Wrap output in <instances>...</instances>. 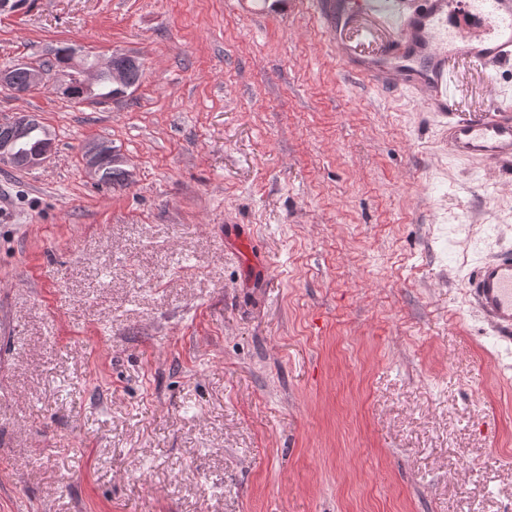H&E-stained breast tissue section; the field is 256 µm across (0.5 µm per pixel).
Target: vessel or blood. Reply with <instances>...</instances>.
Wrapping results in <instances>:
<instances>
[{
  "mask_svg": "<svg viewBox=\"0 0 512 512\" xmlns=\"http://www.w3.org/2000/svg\"><path fill=\"white\" fill-rule=\"evenodd\" d=\"M328 29L339 33L366 16L395 34L372 56L344 42L336 50L349 69L381 84L424 92L434 111L447 114L448 61L463 56L494 66L512 61V0H318ZM450 154L512 164V109L490 118L448 123ZM469 293L501 337L512 336V254L480 262Z\"/></svg>",
  "mask_w": 512,
  "mask_h": 512,
  "instance_id": "obj_1",
  "label": "vessel or blood"
}]
</instances>
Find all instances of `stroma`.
<instances>
[{"mask_svg": "<svg viewBox=\"0 0 512 512\" xmlns=\"http://www.w3.org/2000/svg\"><path fill=\"white\" fill-rule=\"evenodd\" d=\"M30 0L0 68L68 43L133 92L0 88L55 154L0 165V512H512V342L473 304L512 165L348 72L316 0ZM453 119L512 65L449 63ZM111 141L132 181L98 185ZM138 63L137 58L131 54L113 52L109 60L106 63H102L96 57L92 58L88 54L74 52L70 55L65 73L68 71L81 73L80 95H84L94 88L97 73L100 70L108 71L112 84L106 78L101 79L96 85L94 92L88 97V99L103 103L126 96L128 90L136 86L141 75L140 63L137 67L130 66H136ZM128 67L130 68L128 69L127 85L117 90L113 86L116 85L119 88L123 85L125 70ZM90 149L97 150L103 157L102 165L101 156L96 151L89 152L85 157V166L91 174L97 176L101 165V173L98 178L100 184L106 186L127 184L130 178L128 171L122 165L112 163L111 154L114 147H112L111 141L99 140L87 147L85 154Z\"/></svg>", "mask_w": 512, "mask_h": 512, "instance_id": "obj_1", "label": "stroma"}]
</instances>
